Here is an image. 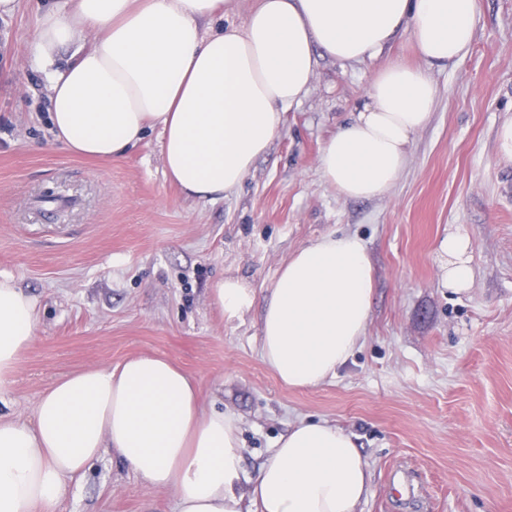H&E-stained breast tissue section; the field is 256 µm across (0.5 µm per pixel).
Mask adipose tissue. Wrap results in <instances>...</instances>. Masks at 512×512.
Returning <instances> with one entry per match:
<instances>
[{
	"label": "adipose tissue",
	"mask_w": 512,
	"mask_h": 512,
	"mask_svg": "<svg viewBox=\"0 0 512 512\" xmlns=\"http://www.w3.org/2000/svg\"><path fill=\"white\" fill-rule=\"evenodd\" d=\"M477 0H256L243 25L204 32L223 0H54L40 10L32 61L49 84L56 140L109 161L158 128L164 171L187 195L235 191L309 94L316 56L381 59L367 102L326 141L318 166L339 195L387 194L430 122L433 73L470 52ZM409 33L420 65L383 59ZM76 45L75 60L55 56ZM374 271L362 240L317 238L280 268L262 315L260 353L277 379L306 389L336 377L363 341ZM226 320L254 302L244 280L211 290ZM38 303L0 272V390L32 342ZM239 419L206 410L193 380L166 357L140 355L57 380L34 424L0 418V512H53L71 481L112 453L175 512H358L368 464L352 435L302 421L241 487Z\"/></svg>",
	"instance_id": "1"
}]
</instances>
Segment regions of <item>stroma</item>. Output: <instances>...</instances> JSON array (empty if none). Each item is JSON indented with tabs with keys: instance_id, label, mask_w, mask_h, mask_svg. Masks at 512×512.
<instances>
[{
	"instance_id": "35a3bbf8",
	"label": "stroma",
	"mask_w": 512,
	"mask_h": 512,
	"mask_svg": "<svg viewBox=\"0 0 512 512\" xmlns=\"http://www.w3.org/2000/svg\"><path fill=\"white\" fill-rule=\"evenodd\" d=\"M48 0L0 18V271L36 298L39 324L0 416L33 422L58 379L140 354L169 358L206 408L240 421L254 476L299 421L352 435L371 473L359 512H512V0H477L468 56L434 72L429 126L379 199L323 182L318 156L364 102L379 61L318 57L308 96L234 192L190 198L165 176L158 129L126 155L88 161L55 143L31 35ZM349 233L374 269L364 342L336 378L284 387L260 355L262 310L288 258ZM469 242L471 283H444L445 236ZM256 298L229 322L211 290L225 275ZM104 454L55 512H174Z\"/></svg>"
}]
</instances>
